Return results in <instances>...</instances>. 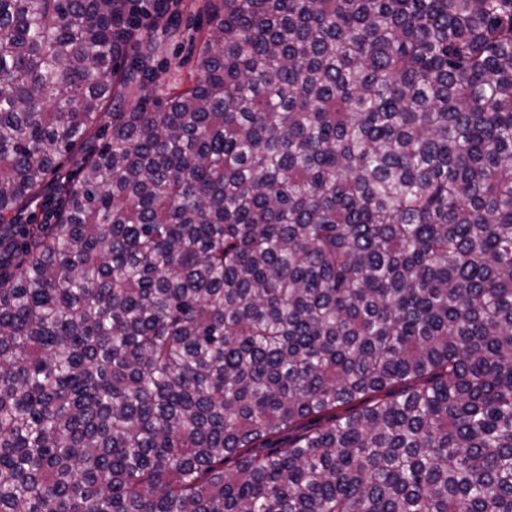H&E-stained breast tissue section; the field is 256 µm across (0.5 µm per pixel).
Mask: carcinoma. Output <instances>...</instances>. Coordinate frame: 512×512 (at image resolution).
I'll use <instances>...</instances> for the list:
<instances>
[{
	"label": "carcinoma",
	"instance_id": "1",
	"mask_svg": "<svg viewBox=\"0 0 512 512\" xmlns=\"http://www.w3.org/2000/svg\"><path fill=\"white\" fill-rule=\"evenodd\" d=\"M209 2L0 0V512H512V0ZM208 4V0L172 1L169 13L162 19L156 22L141 19L148 25L142 32L159 46L150 63L159 77L157 83L185 85L198 76V49L208 27ZM169 16H173L177 23L179 33L175 36H171L165 27Z\"/></svg>",
	"mask_w": 512,
	"mask_h": 512
}]
</instances>
